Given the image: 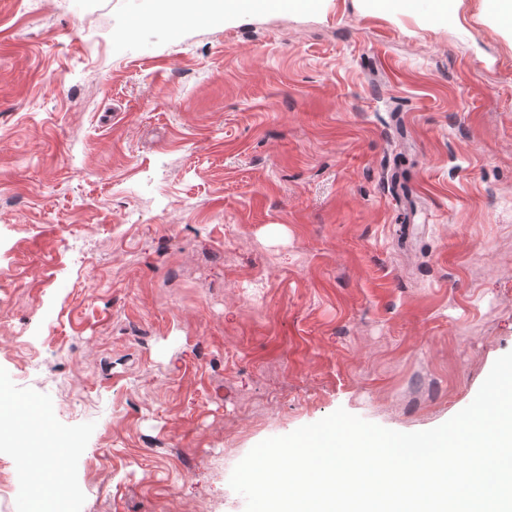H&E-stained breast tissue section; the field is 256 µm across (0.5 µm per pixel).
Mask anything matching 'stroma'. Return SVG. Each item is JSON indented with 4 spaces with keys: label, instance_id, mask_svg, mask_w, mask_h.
Here are the masks:
<instances>
[{
    "label": "stroma",
    "instance_id": "stroma-1",
    "mask_svg": "<svg viewBox=\"0 0 512 512\" xmlns=\"http://www.w3.org/2000/svg\"><path fill=\"white\" fill-rule=\"evenodd\" d=\"M0 0V400L85 512H245L342 408L437 427L512 351V27Z\"/></svg>",
    "mask_w": 512,
    "mask_h": 512
}]
</instances>
